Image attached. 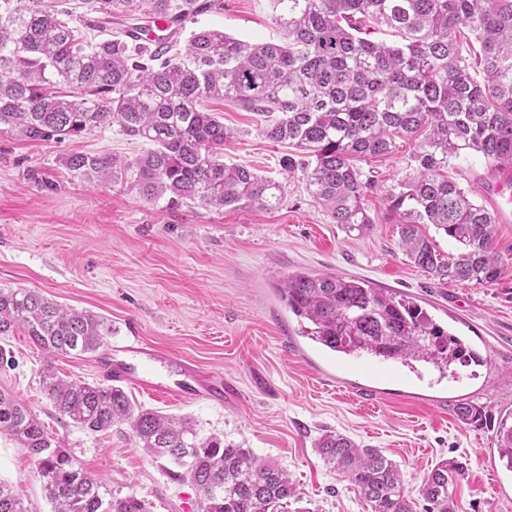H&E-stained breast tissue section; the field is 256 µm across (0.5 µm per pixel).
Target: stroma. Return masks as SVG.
I'll list each match as a JSON object with an SVG mask.
<instances>
[{"label":"stroma","instance_id":"1","mask_svg":"<svg viewBox=\"0 0 512 512\" xmlns=\"http://www.w3.org/2000/svg\"><path fill=\"white\" fill-rule=\"evenodd\" d=\"M186 30L215 28L250 41L280 40L270 0H220ZM232 137L224 160L283 186L272 209L198 205L166 208L145 201L130 184H89L62 160L73 152L141 154L143 141L119 127L60 142L0 134V289L29 288L61 305L88 310L112 326V341L135 334L176 352L237 387L223 408L133 393L140 406L190 418L200 435L216 434L252 449L286 471L309 512H371L349 479L330 470L314 444L323 430L381 449L399 465L409 495L443 459L465 463L454 487L459 512H512V471L499 461L493 433L459 422L454 400L491 402L512 412V223L497 224L495 246L504 269L494 285L437 281L405 257L400 217L389 207L392 188L411 170L410 143L390 155L363 159L373 176L361 229L333 223L302 173H287V145L266 139L260 118L227 100L211 103ZM449 173L487 204L483 185L492 171L481 155L464 153ZM333 272L389 288L420 305L437 324L487 357L455 365L443 377L432 366L408 368L366 354L350 357L347 384L332 387L336 357L300 336L297 318L275 287L286 274ZM14 364L0 368L10 392L83 466L96 473L105 496H134L150 512H199V494L182 468L154 457L129 424L91 433L60 419L39 385L45 365L61 378L98 382L97 354L48 356L23 332L0 336ZM0 480L30 512H53L32 460L0 436Z\"/></svg>","mask_w":512,"mask_h":512}]
</instances>
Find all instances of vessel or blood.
<instances>
[{
    "instance_id": "vessel-or-blood-1",
    "label": "vessel or blood",
    "mask_w": 512,
    "mask_h": 512,
    "mask_svg": "<svg viewBox=\"0 0 512 512\" xmlns=\"http://www.w3.org/2000/svg\"><path fill=\"white\" fill-rule=\"evenodd\" d=\"M495 210L498 219L512 223V177L498 176ZM97 371L105 382L121 383L143 393L181 401H203L223 406L235 386L223 375L203 371L178 355L149 345L140 337H127L104 353Z\"/></svg>"
}]
</instances>
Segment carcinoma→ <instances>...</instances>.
Returning <instances> with one entry per match:
<instances>
[{"instance_id": "carcinoma-1", "label": "carcinoma", "mask_w": 512, "mask_h": 512, "mask_svg": "<svg viewBox=\"0 0 512 512\" xmlns=\"http://www.w3.org/2000/svg\"><path fill=\"white\" fill-rule=\"evenodd\" d=\"M218 0H0V133L31 141L63 140L117 125L150 148L133 161L71 153L63 165L89 182H131L148 202L197 203L216 209H272L282 185L249 167L224 162L230 133L212 100H232L263 117L268 140L294 152L282 158L301 170L315 200L336 224L362 228L373 180L356 165L414 144L412 172L388 196L401 217L402 249L428 276L495 284L502 270L495 219L448 176L465 152L497 170L512 168V0H271L280 41L239 39L197 29L186 45L157 48L139 30L129 38L88 42L76 24L96 30L133 13L195 16ZM386 30L394 43L370 35ZM433 225L459 244L445 257L426 234ZM298 318L301 335L346 356L367 353L404 365L436 368L486 360L434 323L412 300L336 273L295 271L277 287ZM22 331L49 354L96 352L111 327L27 288L0 289V336ZM55 412L81 428L107 432L131 424L153 455L185 470L200 512H308L300 491L277 466L249 448L203 437L191 420L135 404L120 386L62 379L44 371ZM463 424L495 432L498 458L512 471L509 414L489 403L459 401ZM31 456L54 512H149L133 496L104 497L100 479L81 467L38 416L0 391V435ZM323 462L349 478L372 512H418L398 465L377 448L328 431L315 443ZM458 461L438 462L424 479L423 512H458ZM0 512H29L0 481Z\"/></svg>"}]
</instances>
